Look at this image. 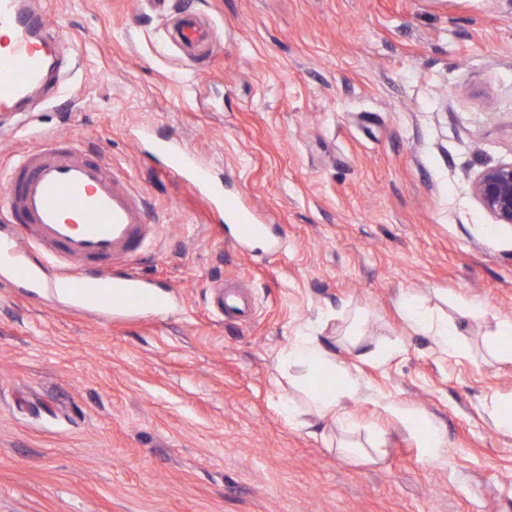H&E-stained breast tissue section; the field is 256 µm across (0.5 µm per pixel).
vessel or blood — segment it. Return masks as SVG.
<instances>
[{
  "instance_id": "obj_1",
  "label": "vessel or blood",
  "mask_w": 512,
  "mask_h": 512,
  "mask_svg": "<svg viewBox=\"0 0 512 512\" xmlns=\"http://www.w3.org/2000/svg\"><path fill=\"white\" fill-rule=\"evenodd\" d=\"M175 37L192 54L212 43L209 22L194 13L184 14ZM67 50V41L47 39L44 14L27 0H0V112L18 111L44 85L48 59H62ZM154 149L171 157L173 174L211 208L245 217L238 227L241 240L262 237L251 210L225 199L197 154L176 140ZM4 182L0 210L10 216L13 231L0 235V267L30 282L52 272L48 287L64 284L100 312H126L153 295L155 281L132 271L130 262L149 247L156 227L146 220L143 194L123 173L51 134L7 166ZM214 306L221 315L250 312L244 299L220 292Z\"/></svg>"
}]
</instances>
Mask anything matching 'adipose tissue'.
I'll return each instance as SVG.
<instances>
[{
	"mask_svg": "<svg viewBox=\"0 0 512 512\" xmlns=\"http://www.w3.org/2000/svg\"><path fill=\"white\" fill-rule=\"evenodd\" d=\"M399 310L408 327L431 337L441 353L451 356L460 354V330L456 324L435 318L421 301L408 296L400 298ZM280 363L283 370L296 372L295 377L288 380L289 393L280 398V408L289 420H296L302 413L291 394L292 389L307 387L314 376L321 374L328 376L331 384L323 390L311 392L312 411L319 419L331 420L342 432L354 429L355 422L347 404L361 394V386L349 366L338 360L335 352L319 337H297L282 351ZM376 405L420 437L428 462L441 464L447 460L446 439L432 418L394 399H380Z\"/></svg>",
	"mask_w": 512,
	"mask_h": 512,
	"instance_id": "ef3b65f1",
	"label": "adipose tissue"
}]
</instances>
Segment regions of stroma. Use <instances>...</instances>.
Instances as JSON below:
<instances>
[{
  "instance_id": "stroma-1",
  "label": "stroma",
  "mask_w": 512,
  "mask_h": 512,
  "mask_svg": "<svg viewBox=\"0 0 512 512\" xmlns=\"http://www.w3.org/2000/svg\"><path fill=\"white\" fill-rule=\"evenodd\" d=\"M37 2L70 53L52 100L0 119V167L44 131L123 168L158 226L131 267L169 308L114 319L0 270V512H512V436L481 408L512 395V363L489 355L512 320V224L472 192L512 160V0ZM186 8L218 41L194 61L172 39ZM143 127L198 153L281 249L236 246ZM219 284L249 287L250 319L217 315ZM405 294L468 355L410 331ZM357 316L367 349L398 354L350 353ZM303 332L358 378L374 460L280 411L279 355ZM385 397L435 420L446 463Z\"/></svg>"
}]
</instances>
